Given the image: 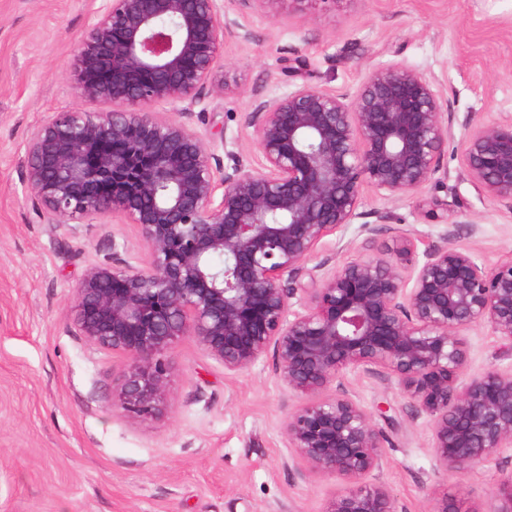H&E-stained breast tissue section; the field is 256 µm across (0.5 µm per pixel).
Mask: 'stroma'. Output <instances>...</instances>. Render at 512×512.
<instances>
[{"mask_svg": "<svg viewBox=\"0 0 512 512\" xmlns=\"http://www.w3.org/2000/svg\"><path fill=\"white\" fill-rule=\"evenodd\" d=\"M101 4L0 0V512H321L347 485L306 471L289 448L284 423L303 398L283 385L274 355L228 375L183 339L167 354L164 415L138 417L116 403L124 358L69 319L88 267L115 252L135 267L149 259L121 212L83 224L43 219L22 176L36 126L71 107L103 108L70 78ZM224 11L248 36L225 39L213 73L220 90L186 118L220 160L240 148L257 161L245 116L254 99L292 89L289 59L303 61L311 84L347 92L372 68L404 61L435 82L453 119L444 174L391 199L364 188L359 223L309 266L373 255L398 231L435 244L449 226L480 261L512 252V204L488 199L460 161L467 126L512 117V0H277L263 9L224 0ZM378 211L391 221L369 244L360 226ZM467 341L464 378L512 368V341L490 327ZM339 383L385 436L383 464L366 481L383 485L397 512H430L436 489L459 512L495 503L511 450L456 477L436 463L430 418L396 377L347 370Z\"/></svg>", "mask_w": 512, "mask_h": 512, "instance_id": "obj_1", "label": "stroma"}]
</instances>
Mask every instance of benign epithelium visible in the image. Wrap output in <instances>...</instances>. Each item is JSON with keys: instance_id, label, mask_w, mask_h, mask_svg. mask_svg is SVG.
I'll return each mask as SVG.
<instances>
[{"instance_id": "7a95c632", "label": "benign epithelium", "mask_w": 512, "mask_h": 512, "mask_svg": "<svg viewBox=\"0 0 512 512\" xmlns=\"http://www.w3.org/2000/svg\"><path fill=\"white\" fill-rule=\"evenodd\" d=\"M104 2L74 81L79 97L111 109L69 108L36 127L23 179L52 219L83 224L112 209L140 227L145 266L114 252L73 289L78 333L126 359L118 405L160 413L166 354L185 337L229 375L273 352L284 385L305 396L285 423L288 447L309 471L352 484L322 512H396L387 489L363 482L382 465V434L343 389L327 394L346 369L399 379L429 415L447 472L465 476L512 448V371L460 380L470 330L512 341V253L487 265L448 229L422 249L399 233L300 281L306 260L360 216L364 187L395 198L441 172L454 131L435 83L404 62L372 69L353 93L304 80L255 101L246 124L261 162L232 153L226 168L185 122L152 107L181 102L190 114L218 92L213 71L239 23L220 0ZM460 158L486 197L512 203V118L468 129Z\"/></svg>"}]
</instances>
